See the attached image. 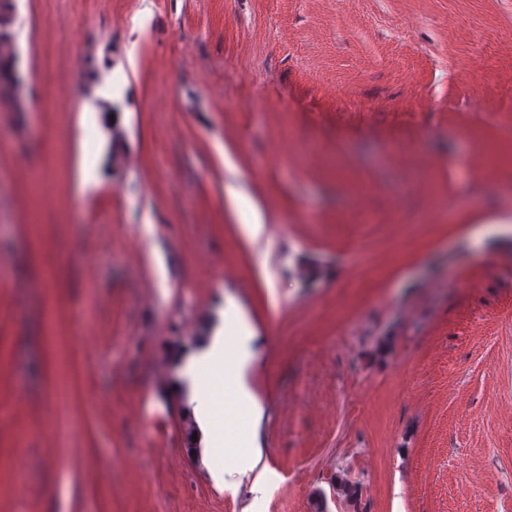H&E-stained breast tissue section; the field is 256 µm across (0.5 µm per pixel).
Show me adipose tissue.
<instances>
[{"label": "adipose tissue", "instance_id": "ef3b65f1", "mask_svg": "<svg viewBox=\"0 0 512 512\" xmlns=\"http://www.w3.org/2000/svg\"><path fill=\"white\" fill-rule=\"evenodd\" d=\"M256 336L245 323L212 322L207 333L185 351L175 371L199 428L206 457L223 456L227 430L217 401L245 409L251 424H258L262 411L252 404L244 371L253 356Z\"/></svg>", "mask_w": 512, "mask_h": 512}]
</instances>
